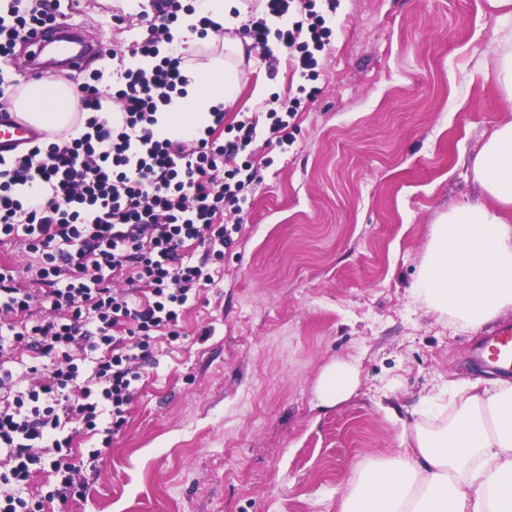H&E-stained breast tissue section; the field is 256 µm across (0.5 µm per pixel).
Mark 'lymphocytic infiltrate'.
<instances>
[{"mask_svg": "<svg viewBox=\"0 0 512 512\" xmlns=\"http://www.w3.org/2000/svg\"><path fill=\"white\" fill-rule=\"evenodd\" d=\"M295 1L303 17L292 26L272 30L260 18L248 32L258 44L276 36L291 49L294 69L313 80L332 30L316 0H267L269 16H286ZM5 2L1 59L60 14L59 0ZM184 13L197 15L190 0H148L139 13L147 31L131 52L152 59L151 68L118 70L112 94L94 72L79 88L81 133L0 156V245L30 256L21 272L0 264V313L9 315L0 320V356L25 348L36 356L30 372L44 374L27 388L0 364V512H50L84 498L74 475L95 470L102 451L74 447L75 437L108 436L122 426L154 333L178 339L194 288L214 280L194 261L191 245L223 257L224 212L240 211L257 179L252 163L240 159L261 135L251 117L228 126L219 110L203 136L154 133L159 107L186 83L183 55L160 50L172 44L171 26ZM197 17L190 32L203 38L220 31L208 16ZM106 95L119 123L101 115ZM295 112L288 104L268 112L266 146L291 143ZM116 279L129 292H115ZM41 472L49 489L35 499L29 486Z\"/></svg>", "mask_w": 512, "mask_h": 512, "instance_id": "f902f5d3", "label": "lymphocytic infiltrate"}]
</instances>
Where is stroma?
<instances>
[{
    "label": "stroma",
    "mask_w": 512,
    "mask_h": 512,
    "mask_svg": "<svg viewBox=\"0 0 512 512\" xmlns=\"http://www.w3.org/2000/svg\"><path fill=\"white\" fill-rule=\"evenodd\" d=\"M110 0H61L100 39L104 69L136 31ZM331 43L318 77L295 73L276 38L236 64L225 124L265 121L300 98L287 152L253 145L259 179L214 280L178 340L154 339L123 426L63 512H339L352 480L396 454L402 433L442 421L492 378L472 354L512 311L476 328L416 289L433 224L473 193L470 158L512 121L491 76L508 32L489 0H319ZM316 88L301 98V88ZM356 366L346 401L319 407L330 364Z\"/></svg>",
    "instance_id": "35a3bbf8"
}]
</instances>
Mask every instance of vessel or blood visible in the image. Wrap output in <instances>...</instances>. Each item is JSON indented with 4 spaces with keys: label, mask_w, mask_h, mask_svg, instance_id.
<instances>
[{
    "label": "vessel or blood",
    "mask_w": 512,
    "mask_h": 512,
    "mask_svg": "<svg viewBox=\"0 0 512 512\" xmlns=\"http://www.w3.org/2000/svg\"><path fill=\"white\" fill-rule=\"evenodd\" d=\"M29 44L39 51L45 46H53L56 54L60 56L61 62L56 66L31 62L32 71L46 78L67 77L71 71L89 64L96 53L102 50L100 43L84 40L80 33L58 26L36 29L29 36ZM42 136V130L31 124L12 117L0 118V153H10L11 150L22 148ZM484 353L488 362L498 371L512 375V327L503 325L489 334L484 343Z\"/></svg>",
    "instance_id": "b4317fda"
}]
</instances>
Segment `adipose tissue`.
Listing matches in <instances>:
<instances>
[{"label": "adipose tissue", "instance_id": "obj_1", "mask_svg": "<svg viewBox=\"0 0 512 512\" xmlns=\"http://www.w3.org/2000/svg\"><path fill=\"white\" fill-rule=\"evenodd\" d=\"M182 74L185 94L158 112L159 136L194 135L238 91L230 66L187 64ZM12 105L52 135L79 122L75 92L63 84L28 85ZM471 168L480 197L435 224L417 285L429 307L478 327L512 311V121L485 136ZM357 382L349 364L329 366L318 382L319 405L342 403ZM339 512H512V383H474L450 422L416 428L412 447L364 468Z\"/></svg>", "mask_w": 512, "mask_h": 512}]
</instances>
